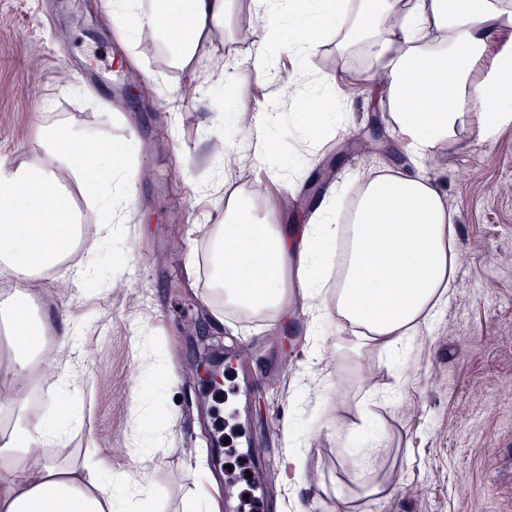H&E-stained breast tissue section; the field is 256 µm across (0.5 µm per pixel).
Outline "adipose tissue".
<instances>
[{
	"label": "adipose tissue",
	"mask_w": 512,
	"mask_h": 512,
	"mask_svg": "<svg viewBox=\"0 0 512 512\" xmlns=\"http://www.w3.org/2000/svg\"><path fill=\"white\" fill-rule=\"evenodd\" d=\"M112 22L129 44L165 47L172 66L197 69L215 43L226 36L258 48L248 59L264 71L287 52L296 66L266 102L263 124L238 109L236 136L247 139L271 177L282 166L271 147L285 107L308 115L304 129L315 137L323 123L344 126L331 89L302 90L305 63L326 32L339 34L337 50L361 51L368 68L364 81L389 112L390 127L412 170L369 174L360 180L352 204L332 189L307 224H258L232 199L224 221L211 230L215 297L250 313L287 318L294 302L310 314L313 359L326 352L322 324L334 319L337 350L355 354L419 349L448 301L457 268L454 216L442 182L423 172L425 162L453 139L467 117L474 134L486 139L512 124V52L498 55L493 71L480 80L473 63L494 34L512 28V0H110ZM180 19L173 27L172 19ZM43 161L0 174V269L39 273L53 268L79 237V221L57 170L66 167L84 184L104 190L115 221L129 220L131 197L126 150L111 144L86 145L81 133L44 126ZM344 251L336 287L323 275L336 242ZM111 236L88 243L87 263L76 281L113 285L123 265L102 268L97 253ZM31 308L18 290L0 291V320L8 326V349L0 360V383L33 384L34 353L49 332L62 343L84 341L83 326L70 313L31 322ZM79 385L69 373L57 381V400L44 413L26 401L1 406L0 512H153L150 476L167 440V412L160 387L136 391L139 410L129 469L116 471L96 449L62 459L49 458L67 433L81 425L71 394ZM309 386H302L297 413L351 431L366 420L368 406L344 411L330 404L306 411Z\"/></svg>",
	"instance_id": "ef3b65f1"
}]
</instances>
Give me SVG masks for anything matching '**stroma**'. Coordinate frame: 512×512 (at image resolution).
Listing matches in <instances>:
<instances>
[{"instance_id":"stroma-1","label":"stroma","mask_w":512,"mask_h":512,"mask_svg":"<svg viewBox=\"0 0 512 512\" xmlns=\"http://www.w3.org/2000/svg\"><path fill=\"white\" fill-rule=\"evenodd\" d=\"M320 52L306 66L320 83L336 85L338 103L353 119L347 131H329L319 144L305 141L294 113L280 117L275 144L279 158L300 168L303 193L289 221L304 224L327 192L318 175L332 182L379 166H408L389 127L386 110L359 78L362 53L336 50L326 33ZM254 44L230 39L216 45L197 70L170 66L161 45L129 47L112 27L102 0H0V160L22 165L40 157L39 128L59 123L91 137L130 148L132 206L137 219L122 224L100 263L125 264L122 283L101 288L74 284L70 272L84 257L82 245L53 269L29 278L0 275V289L28 285L41 307L69 308L82 318L89 357L54 338L43 344L36 389L0 387L6 402L25 396L31 411H48L64 366H72L84 388L76 404L84 413L57 455L97 448L116 469L128 466L131 407L142 373L139 351L168 356L162 374L169 381L163 405L174 435L151 476L156 512H177L193 490L197 459H210L214 422L210 407L223 387L205 388L193 375L199 359L193 338L207 329L235 349L237 381L247 395L235 403L248 414V436L260 461L266 512H512V126L480 140L470 126L425 164L443 181L455 215L458 263L448 302L421 341L416 364L403 367L383 354L329 355L318 374L342 377L340 387H323L322 403L353 408L376 396L366 434L385 431L390 456L368 459L367 476L402 470L387 497L360 499L357 507L336 508V489L358 496L345 458L358 440L347 430L299 425L308 446L306 483L296 489L280 479L285 453L280 425L298 384L304 361L307 316L292 308L286 322L240 316L225 309L215 323L202 295L212 286L209 226L223 223L228 198L245 201L264 218L285 183L247 158L240 174L219 182L212 146L233 124L238 102L264 110L278 78L240 70L242 94L226 93L213 71L225 54L249 56ZM201 88L185 96L186 86ZM361 139L352 146L350 136ZM58 176L80 218L84 241L97 237L107 212L94 191L68 169ZM267 180L264 198L248 196L252 184Z\"/></svg>"}]
</instances>
